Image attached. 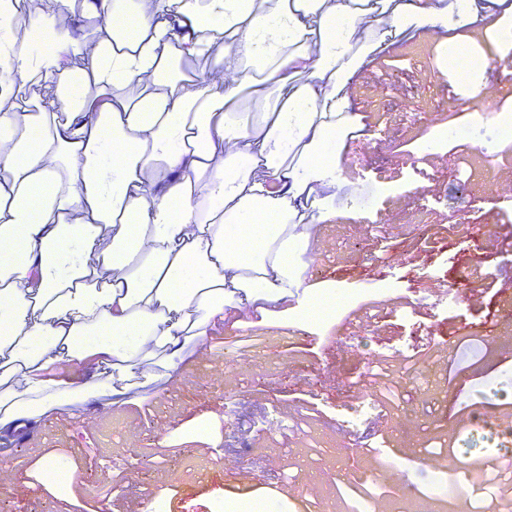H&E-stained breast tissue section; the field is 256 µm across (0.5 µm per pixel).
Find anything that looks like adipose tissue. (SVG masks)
I'll use <instances>...</instances> for the list:
<instances>
[{"label": "adipose tissue", "mask_w": 512, "mask_h": 512, "mask_svg": "<svg viewBox=\"0 0 512 512\" xmlns=\"http://www.w3.org/2000/svg\"><path fill=\"white\" fill-rule=\"evenodd\" d=\"M383 3L371 18L347 0H38L22 31L18 6L0 8V429L82 393L60 363L126 404L215 321L283 303L324 317L300 286L336 186V61L382 23L446 15ZM78 14L93 33L76 42ZM209 49L215 69L174 72ZM260 57L264 84L245 66ZM27 82L33 108L14 95Z\"/></svg>", "instance_id": "1"}]
</instances>
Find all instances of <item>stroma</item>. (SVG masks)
I'll return each mask as SVG.
<instances>
[{"label":"stroma","instance_id":"stroma-1","mask_svg":"<svg viewBox=\"0 0 512 512\" xmlns=\"http://www.w3.org/2000/svg\"><path fill=\"white\" fill-rule=\"evenodd\" d=\"M454 35L495 61L512 54L502 26L486 31L453 15L446 29L395 30L385 48L349 50L359 66L336 146L340 178L309 274L319 289L379 294L381 306L364 321L342 307L331 335L311 323L298 338L285 332L294 312L272 305L211 328L172 376L140 378L136 402L91 392L0 433V512H72L94 484L104 512L134 502L142 512H223L234 496L259 500L263 512H512V435L455 428L485 408L512 415V386L494 394L474 380L512 356V297L478 306L465 298L474 253L487 255L494 277L512 269V191L479 169L460 182L445 144L455 134L490 144L493 124L477 116L502 112L512 86L486 78L484 94L462 88L447 68ZM460 111L475 124L456 126ZM486 197L495 203L488 215L478 206ZM486 219L495 233L474 239L472 225ZM441 225L454 234L417 249ZM451 284L455 299L437 304L432 291ZM486 329L484 355L465 340ZM384 360L393 396L374 400L369 374ZM356 391L362 400H352ZM429 450L445 453L444 473L425 466ZM48 456L71 471L67 488L47 480ZM237 466L253 467L258 481L235 482Z\"/></svg>","mask_w":512,"mask_h":512}]
</instances>
